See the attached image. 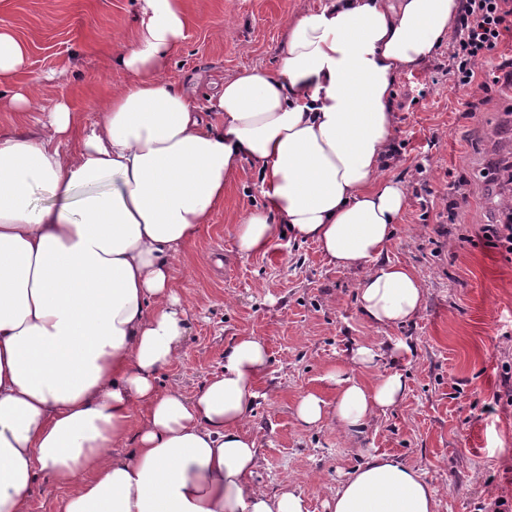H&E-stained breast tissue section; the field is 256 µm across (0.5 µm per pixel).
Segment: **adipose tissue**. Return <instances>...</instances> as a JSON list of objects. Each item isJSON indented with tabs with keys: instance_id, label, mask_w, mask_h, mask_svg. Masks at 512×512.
<instances>
[{
	"instance_id": "ef3b65f1",
	"label": "adipose tissue",
	"mask_w": 512,
	"mask_h": 512,
	"mask_svg": "<svg viewBox=\"0 0 512 512\" xmlns=\"http://www.w3.org/2000/svg\"><path fill=\"white\" fill-rule=\"evenodd\" d=\"M138 2L135 43L117 58L135 79L91 124L62 101L38 130L0 132V512H29L41 475L68 489L57 512H308L295 481L271 494L252 480L244 424L270 368L260 337H233L193 397L160 384L192 310L174 265L249 162L263 210L240 225L239 255L285 232L312 241L330 266L361 271L369 325L411 321L425 290L386 256L408 203L384 172L394 83L447 42L460 0H324L287 22L275 73L225 80L216 124L160 78L185 38L183 0ZM377 356L356 342L325 373L335 402L303 394L300 424L352 438L397 405L401 372L359 374ZM324 507L436 512L437 498L419 471L371 452Z\"/></svg>"
}]
</instances>
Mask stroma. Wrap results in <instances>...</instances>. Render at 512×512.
<instances>
[{
    "label": "stroma",
    "instance_id": "obj_1",
    "mask_svg": "<svg viewBox=\"0 0 512 512\" xmlns=\"http://www.w3.org/2000/svg\"><path fill=\"white\" fill-rule=\"evenodd\" d=\"M322 0H186V38L163 73L191 91L197 105L226 78L245 69L278 67L288 18ZM137 0H7L0 28L28 46L14 86L37 84L44 110L66 99L82 122L100 99L134 76L119 66L133 43ZM437 47L419 68L394 83L396 130L387 176L403 185L408 205L387 255L421 279L419 314L397 327L373 328L355 300L360 272L330 268L311 241L280 238L262 255L239 257L243 221L262 207L251 164L224 187V204L175 263L182 292L193 300L185 351L160 375L194 396L224 368L233 336L264 340L270 358L267 395L245 422L259 446L256 483L270 490L297 480L308 512L365 452H386L419 469L438 492V512H512V405L494 403L512 371V260L481 236L498 217L501 188L490 164L512 161V84L495 85L477 112L458 102ZM466 181L457 224L446 204L451 186ZM408 339L412 352L395 359L388 343ZM372 341L379 356L365 379L390 371L406 378L404 398L364 434L350 439L330 425L301 427L299 397L309 391L334 401L322 380L347 363L356 341Z\"/></svg>",
    "mask_w": 512,
    "mask_h": 512
}]
</instances>
